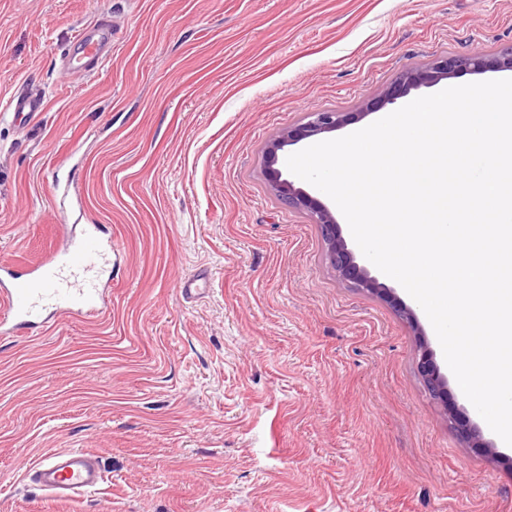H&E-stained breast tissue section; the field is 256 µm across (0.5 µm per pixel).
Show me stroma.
Segmentation results:
<instances>
[{
	"label": "stroma",
	"mask_w": 512,
	"mask_h": 512,
	"mask_svg": "<svg viewBox=\"0 0 512 512\" xmlns=\"http://www.w3.org/2000/svg\"><path fill=\"white\" fill-rule=\"evenodd\" d=\"M103 16L102 64L63 71ZM511 47L512 0H0V260L79 222L118 247L104 317L0 334V512H512V467L418 371L420 341L441 349L425 312L419 337L340 279L264 169L306 113ZM20 86L45 98L23 127ZM60 182L82 210L56 209ZM72 448L101 459L96 491L28 478ZM418 369L433 400L440 403L448 413L450 424L456 429L462 440L473 448H485L487 453L497 459L504 458L496 454L492 444L487 441L481 429L459 410L454 403L448 408V380L441 372L435 360V353L427 343H422L419 348Z\"/></svg>",
	"instance_id": "35a3bbf8"
}]
</instances>
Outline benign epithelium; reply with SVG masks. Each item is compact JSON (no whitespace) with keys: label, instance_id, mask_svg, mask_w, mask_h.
I'll use <instances>...</instances> for the list:
<instances>
[{"label":"benign epithelium","instance_id":"obj_1","mask_svg":"<svg viewBox=\"0 0 512 512\" xmlns=\"http://www.w3.org/2000/svg\"><path fill=\"white\" fill-rule=\"evenodd\" d=\"M489 68L512 71V48L501 52L492 60L480 53L465 56L446 55L437 58L429 66L408 70L399 74L387 85L373 102L363 106L357 116L362 117L380 108L395 103L412 89L432 87L443 79L464 72L480 73ZM352 120V113L335 110H316L308 113L307 121L290 126L273 139L264 153V167L270 190L285 206L304 212L311 223L318 225L326 246V259L336 274L354 287L387 299L393 290L359 264L353 246L342 236L340 225L331 209L317 197L283 177L275 168L279 152L285 147L298 144L312 137L334 132ZM418 369L433 400L445 407L450 424L462 440L473 448H484L492 457H497L492 444L487 441L481 429L459 410L457 405H448V380L435 360V353L428 344L419 348Z\"/></svg>","mask_w":512,"mask_h":512}]
</instances>
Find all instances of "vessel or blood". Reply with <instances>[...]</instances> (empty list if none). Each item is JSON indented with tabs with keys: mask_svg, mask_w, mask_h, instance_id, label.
<instances>
[{
	"mask_svg": "<svg viewBox=\"0 0 512 512\" xmlns=\"http://www.w3.org/2000/svg\"><path fill=\"white\" fill-rule=\"evenodd\" d=\"M117 35L112 23L82 29L62 54L67 63L100 59L102 50ZM8 109L16 117L43 111L44 99L14 92ZM113 246L96 225L83 227L80 236L65 235L60 245L35 264L28 279H21L13 265L0 262V332L42 320L47 311L98 316L106 300ZM39 489L59 498L96 490L103 481L95 456L81 450L53 452L32 470Z\"/></svg>",
	"mask_w": 512,
	"mask_h": 512,
	"instance_id": "1",
	"label": "vessel or blood"
}]
</instances>
